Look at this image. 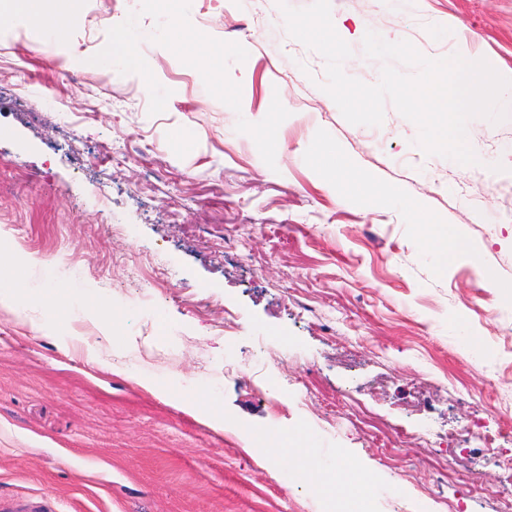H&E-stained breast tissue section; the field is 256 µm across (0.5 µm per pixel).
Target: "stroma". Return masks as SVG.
I'll return each mask as SVG.
<instances>
[{"label":"stroma","instance_id":"35a3bbf8","mask_svg":"<svg viewBox=\"0 0 512 512\" xmlns=\"http://www.w3.org/2000/svg\"><path fill=\"white\" fill-rule=\"evenodd\" d=\"M331 17L367 84L359 28L512 76V0ZM131 26L134 62L88 64ZM325 80L276 0L0 23V512H347L343 460L363 512H512V443L464 433L512 432V121L472 118L463 166L393 105L350 124ZM331 146L370 190L312 162ZM423 212L469 251L437 266ZM327 481L334 490L338 487L355 488L363 497L369 496L374 488L361 465H353L352 468L336 466V471L328 475Z\"/></svg>","mask_w":512,"mask_h":512}]
</instances>
